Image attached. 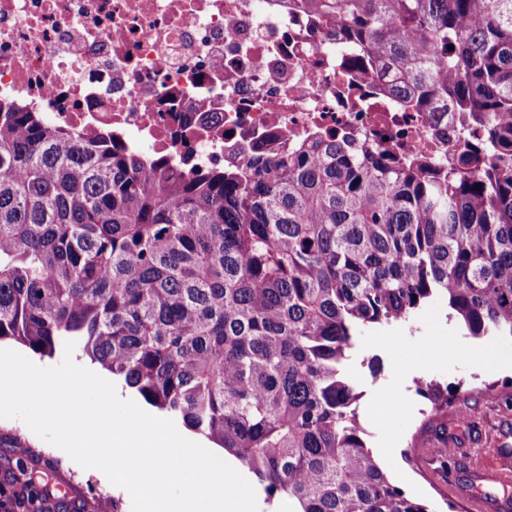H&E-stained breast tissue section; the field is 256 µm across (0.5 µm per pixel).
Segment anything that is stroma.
Listing matches in <instances>:
<instances>
[{
	"label": "stroma",
	"instance_id": "stroma-1",
	"mask_svg": "<svg viewBox=\"0 0 512 512\" xmlns=\"http://www.w3.org/2000/svg\"><path fill=\"white\" fill-rule=\"evenodd\" d=\"M480 340L448 316L446 302L433 299L400 323L363 330L348 374L361 397L358 419L372 454L390 480L409 495L443 512L446 502L470 512L469 500H495L502 484H471V460L481 457L487 470L498 467L497 449L512 450V370L485 366ZM378 357L382 372L372 376L368 358ZM424 378L457 391L454 404L439 421L429 419L430 403L418 395L415 382ZM33 448L26 466L47 481L46 505L66 500L74 512H99L100 502H116L118 512H132L130 495L118 493L98 473L63 464L50 443L21 419L0 418V512H27L21 485L11 470L19 455L11 436ZM447 443L452 452L431 458L429 450ZM437 468L446 479L432 486L428 472Z\"/></svg>",
	"mask_w": 512,
	"mask_h": 512
}]
</instances>
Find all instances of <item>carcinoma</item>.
I'll return each instance as SVG.
<instances>
[{"label":"carcinoma","mask_w":512,"mask_h":512,"mask_svg":"<svg viewBox=\"0 0 512 512\" xmlns=\"http://www.w3.org/2000/svg\"><path fill=\"white\" fill-rule=\"evenodd\" d=\"M356 75L462 112L444 168L310 141L181 178L111 135L0 102V340L73 341L298 512H431L367 447L358 333L436 297L512 339V0H288ZM431 412L456 394L417 382Z\"/></svg>","instance_id":"obj_1"}]
</instances>
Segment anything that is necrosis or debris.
Instances as JSON below:
<instances>
[{
	"label": "necrosis or debris",
	"mask_w": 512,
	"mask_h": 512,
	"mask_svg": "<svg viewBox=\"0 0 512 512\" xmlns=\"http://www.w3.org/2000/svg\"><path fill=\"white\" fill-rule=\"evenodd\" d=\"M351 55L286 0H0V100L175 173L314 139L437 165L479 144L458 113L353 85Z\"/></svg>",
	"instance_id": "obj_1"
}]
</instances>
